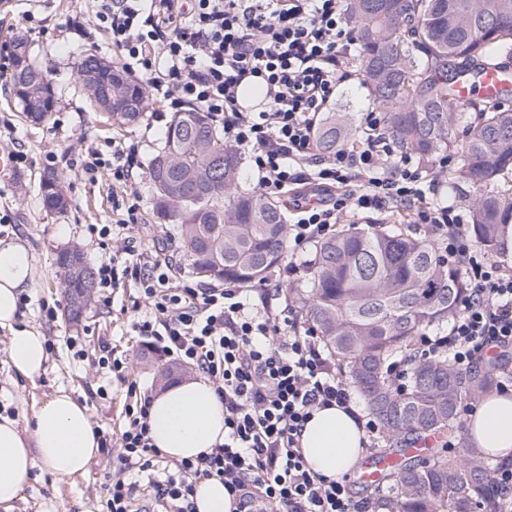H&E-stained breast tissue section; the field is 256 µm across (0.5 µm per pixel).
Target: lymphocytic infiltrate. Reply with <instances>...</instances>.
Here are the masks:
<instances>
[{
    "instance_id": "obj_1",
    "label": "lymphocytic infiltrate",
    "mask_w": 512,
    "mask_h": 512,
    "mask_svg": "<svg viewBox=\"0 0 512 512\" xmlns=\"http://www.w3.org/2000/svg\"><path fill=\"white\" fill-rule=\"evenodd\" d=\"M91 2L97 27L109 34L122 68L142 77L148 98L176 111L210 112L225 144L245 155L269 194L305 190L288 225L289 249L318 243L347 218L408 211L470 288L445 333L420 336L424 354L467 372L490 353L512 380V274L468 242L463 211L438 202L437 185L395 148L380 113L367 109L356 138L316 152L323 116L350 79L347 64L358 50L344 0ZM253 79L263 84L264 104L246 112L239 90ZM107 166L121 186L137 175L134 151L120 141L108 160L88 150L83 171L92 178ZM139 224L135 201L115 230H99L102 239L121 236L127 257L97 266L98 299L110 304L111 289L136 286L147 312L132 321L133 332L213 382L224 404V442L158 467L150 399L128 382L118 472L101 512H138L136 487L125 479L132 470L151 490L145 512H195L196 485L213 479L235 512H376V498H355L347 480L321 476L303 456L300 436L313 411L354 401L315 331L272 305L251 307L238 285L203 287L177 277L163 249H135Z\"/></svg>"
}]
</instances>
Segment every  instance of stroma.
<instances>
[{"label":"stroma","mask_w":512,"mask_h":512,"mask_svg":"<svg viewBox=\"0 0 512 512\" xmlns=\"http://www.w3.org/2000/svg\"><path fill=\"white\" fill-rule=\"evenodd\" d=\"M20 36L27 38L34 64L43 70L54 91L56 108L48 123L25 121L11 94L9 75L0 73V144L25 155L16 176L0 180V238H18L35 258L34 288L19 311L17 325L44 336L53 347L44 373L37 380H28L13 368L8 354L10 333L0 329V409L10 412L23 427L32 424L37 401L63 388L86 404L94 428L111 443L100 449L82 476L61 481L45 468H36L12 512H99L103 485L118 468L115 438L125 423L126 381H136L141 391L151 394L164 383L175 384L196 377L197 372L177 366L133 336L134 285L114 289L110 304L91 302L81 321L70 323L64 314L55 258L59 251L77 247L94 267L122 255L123 242L114 240L101 246L89 237L87 227L115 224L120 213L113 206V197L127 201L136 197L141 206L138 248L163 247L173 257L176 275L190 278V257L174 226L160 223L153 213L150 179L116 191L111 170H101L94 182L82 171L87 149H99L104 158H111L114 139L134 147L139 167H147L162 144L172 111L167 103H157L139 123L129 126L110 124L94 111L77 78L78 63L90 50L108 60L115 59L116 53L94 27L87 0H11L0 9V49L11 47ZM50 169L64 177L70 207L62 214L48 211L42 204L39 183ZM309 259L305 252L279 264V302L296 313L309 288ZM72 336L79 338L80 349L69 348ZM103 342L126 355V381L106 380L93 364V352ZM103 385L108 388L104 394L99 391Z\"/></svg>","instance_id":"1"}]
</instances>
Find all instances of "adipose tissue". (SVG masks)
<instances>
[{
	"label": "adipose tissue",
	"mask_w": 512,
	"mask_h": 512,
	"mask_svg": "<svg viewBox=\"0 0 512 512\" xmlns=\"http://www.w3.org/2000/svg\"><path fill=\"white\" fill-rule=\"evenodd\" d=\"M34 284L33 256L15 239L0 240V328H9L12 366L29 379L45 368V339L15 328L21 296ZM357 409L330 406L314 410L300 445L308 466L337 479L351 472L363 451L365 431ZM151 442L175 459L193 458L224 441V406L212 383L188 379L158 391L149 407ZM36 426L24 435L17 420L0 416V507L11 508L35 467L65 480L83 475L100 446L85 404L58 390L35 408ZM470 440L506 459L512 457V394L486 397L467 419Z\"/></svg>",
	"instance_id": "adipose-tissue-1"
}]
</instances>
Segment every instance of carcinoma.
Returning <instances> with one entry per match:
<instances>
[{"mask_svg": "<svg viewBox=\"0 0 512 512\" xmlns=\"http://www.w3.org/2000/svg\"><path fill=\"white\" fill-rule=\"evenodd\" d=\"M347 20L360 42L361 76L376 111L399 151L430 167L452 153L448 176L473 190L474 237L485 248H507L512 226V89L497 98H455L456 82L479 77L491 63L512 58V0H345ZM474 15L491 20L471 23ZM10 77L25 118L40 107L51 119L56 101L28 41H14ZM128 96L143 101L142 83L123 74ZM463 139H457V131ZM345 141L336 116L325 118L316 148L326 153ZM224 165L208 177L205 162ZM240 156L224 145L212 116L200 109L176 112L163 145L148 164L154 212L173 224L205 279L250 287L284 257L285 203L239 190ZM77 265L57 257L68 319L79 321L95 288L92 268L72 249ZM306 321L347 369L386 439L408 447L455 429L462 406L489 393L496 367L460 372L444 357L416 347L422 331L441 328L467 292L458 270L441 261L434 244L414 237L408 224L342 227L316 246L309 264ZM492 456L464 441L453 453L438 448L409 457L385 474L390 492L381 512H480L492 507Z\"/></svg>", "mask_w": 512, "mask_h": 512, "instance_id": "cac0c4a2", "label": "carcinoma"}]
</instances>
